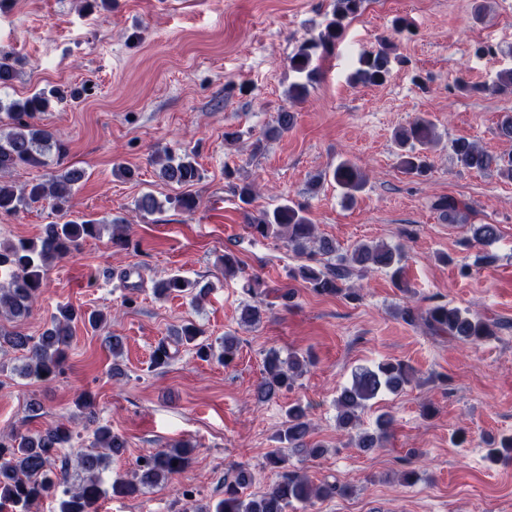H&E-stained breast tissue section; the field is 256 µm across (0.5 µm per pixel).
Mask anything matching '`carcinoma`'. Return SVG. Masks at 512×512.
Wrapping results in <instances>:
<instances>
[{
	"instance_id": "1",
	"label": "carcinoma",
	"mask_w": 512,
	"mask_h": 512,
	"mask_svg": "<svg viewBox=\"0 0 512 512\" xmlns=\"http://www.w3.org/2000/svg\"><path fill=\"white\" fill-rule=\"evenodd\" d=\"M365 0H336L332 17L323 32L315 39L305 42L289 59V67L303 81L294 83L289 98L300 99L307 95L308 87L316 79L319 69L314 58L332 53L342 38L345 22L356 17L364 8ZM393 49L380 46L365 51L358 58L350 75L355 85H380L391 75ZM16 76L13 56L0 52V86L11 83ZM458 89L463 93L476 90L493 94L512 95V68L500 70L488 87L478 88L462 81ZM58 91L41 89L23 99L7 104L0 101V113L8 120V130L0 129V173L18 167H38L46 163L48 152L55 151L57 158L66 153L65 146L53 139L52 134L37 127L32 120L47 111ZM294 124V114L286 109L278 113L276 125L268 128L265 137L273 138L287 131ZM400 148L399 167L410 177L421 178L429 174L431 165L426 151L436 144L434 124L418 118L399 128L394 134ZM456 164L465 170L478 172L495 171L512 179V160H505L481 148L468 138H456L451 142ZM161 165L160 177L181 191L166 197L165 202L176 211L191 212L196 207L194 196L187 189L202 180V173L192 154L186 152L174 157L167 153L157 160ZM85 173L81 169L66 168L63 173L47 180H32L20 191L0 180V213L15 214L34 204L46 203L63 222H52L44 226L37 240L19 239L0 241V271L8 273L5 283H0V317H26L43 287L47 268L70 255L86 239L101 236L105 227L95 219L74 220L69 218V203L72 189ZM332 179L344 191L345 198L354 200L355 193L366 185L362 171L345 160L332 171ZM436 207L449 222H456L461 211L469 205L454 198H443ZM248 227L258 237L275 238L285 242L288 249L305 258V263L288 271V276L307 283L319 295L346 294L351 300L359 298L358 292L343 288L354 270L361 272L373 267L390 272L394 285L407 288L405 279V255L400 245L359 242L350 250L341 253L336 245L316 235V225L306 215V209L290 201L248 217ZM471 239L478 244H489L497 239L498 229L494 224L470 225ZM224 278L245 274L241 260L232 252L222 258ZM213 290V284L191 280L173 274L154 284L153 294L158 299L185 295L200 304ZM264 309L261 303L245 302L240 308V323L254 326L261 322ZM401 318L411 324L423 325L436 336L449 335L462 342L477 345L497 334L498 324L490 323L458 307L436 303L422 312L411 307L400 311ZM82 321L92 329L102 328L106 315L100 311L85 312L70 304L60 305L51 315L49 326L38 337L26 336L0 328V351L8 348L23 352L21 373L38 381H52L59 377L72 345V323ZM204 330L189 321L174 334L172 342H161L154 350L152 364L163 368L174 358L170 345H194L201 358H214L224 366H231L237 356L239 341L230 334L224 335L215 347L197 342ZM307 360L296 352L284 356L280 351L269 350L263 360V378L257 385L256 395L261 401L273 399L277 394L289 391L301 376ZM415 370L401 361H385L376 368H361L355 372L351 386L344 388L337 398V425L343 430L355 429L359 425L360 413L368 402L382 391L395 392L410 384ZM393 418L382 414L377 418L376 429L360 431L354 438L355 446L363 451L380 448L389 435ZM311 423L306 409L299 403L289 406L279 432V440L285 449L268 458L270 470L276 480L272 487L260 495L245 493L252 482V473L243 463L230 467L224 476L223 496L198 512H289L295 504H307L314 499L324 500L343 495L347 488L334 482L315 485L291 466V457H318L323 449L307 443ZM73 434L64 426L48 428L30 433L0 435V512H30V507L43 497L64 489L61 512H97L99 499L106 494L102 488L100 474L106 468L107 456L99 452L105 448L112 456H120L126 441L106 425L93 430V439L75 458L59 455V449L71 442ZM188 442H177L142 457L137 471L130 477L118 475L112 479V495L132 497L147 488L166 483L184 471L190 464ZM512 458V437H504L499 443L490 444L486 458L500 462ZM78 469L77 480H72L71 466Z\"/></svg>"
}]
</instances>
